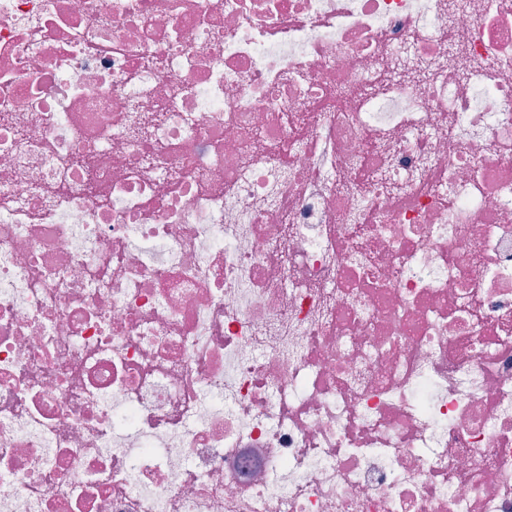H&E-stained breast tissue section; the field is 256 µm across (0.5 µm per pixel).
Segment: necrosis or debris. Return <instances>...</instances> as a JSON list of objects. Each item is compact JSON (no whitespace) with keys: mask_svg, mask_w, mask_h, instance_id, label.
<instances>
[{"mask_svg":"<svg viewBox=\"0 0 512 512\" xmlns=\"http://www.w3.org/2000/svg\"><path fill=\"white\" fill-rule=\"evenodd\" d=\"M0 512H512V0H0Z\"/></svg>","mask_w":512,"mask_h":512,"instance_id":"necrosis-or-debris-1","label":"necrosis or debris"}]
</instances>
